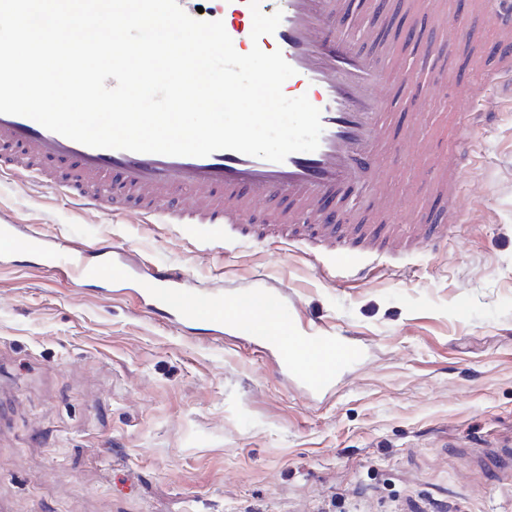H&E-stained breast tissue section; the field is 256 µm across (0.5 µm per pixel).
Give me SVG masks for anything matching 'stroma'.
<instances>
[{
    "label": "stroma",
    "instance_id": "obj_1",
    "mask_svg": "<svg viewBox=\"0 0 512 512\" xmlns=\"http://www.w3.org/2000/svg\"><path fill=\"white\" fill-rule=\"evenodd\" d=\"M443 2L426 15L352 0L338 28L355 51L411 62L401 21L440 47L449 17L488 0ZM471 97L429 100L418 122L433 154L399 141L384 153L394 220L440 203L437 169ZM487 105L498 118L473 133L478 162L460 172L466 223L359 283L323 278L293 247L204 252L219 227L174 236L0 178V210L23 233L55 249L113 244L141 271L130 286L71 281L0 253V512H512V472L483 459L512 442V106ZM159 262L228 303L280 289L295 321L355 337L362 355L330 395L307 396L249 339L147 313L138 293Z\"/></svg>",
    "mask_w": 512,
    "mask_h": 512
}]
</instances>
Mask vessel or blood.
Here are the masks:
<instances>
[{"label": "vessel or blood", "mask_w": 512, "mask_h": 512, "mask_svg": "<svg viewBox=\"0 0 512 512\" xmlns=\"http://www.w3.org/2000/svg\"><path fill=\"white\" fill-rule=\"evenodd\" d=\"M214 10L197 12V0H178L189 15L222 21L235 49L260 47L281 51L294 68L293 79L319 109L323 131L313 152H294L271 162L233 150L209 156L178 157L93 148L23 116L0 114V170L22 173L30 183L66 196L93 213H131L145 224L169 229L198 224L252 225L251 233L204 242V249L241 248L293 240L290 226H306L316 246L314 257L339 283L366 279L382 259L408 248H435L449 231L464 223L462 165L475 161L468 132L494 123L496 115L475 106L462 115L460 147L448 157L439 177L447 205L439 221L419 224H336L326 218L324 203L345 187L363 185L375 211L388 209L389 178L382 171L381 146L391 136L385 120L395 106L385 93L386 70L377 60L351 51L336 28L350 10L349 0H260L263 13L281 12L274 34L252 41L248 0H218ZM491 34L503 52L481 73L485 88L512 96V0H491L486 13L450 19L446 43L454 48L476 36ZM0 241L12 249L62 266L69 278L129 279L133 272L111 247L89 246L68 254H47L34 238L23 236L7 214L0 213ZM147 295L150 312L170 324L208 322L251 335L274 348L279 370L295 372L306 395L326 394L336 374L355 360L354 337L334 336L286 322L282 301L265 288L223 300L198 295L185 286L183 268L157 265ZM294 334L286 344L284 333Z\"/></svg>", "instance_id": "1"}]
</instances>
